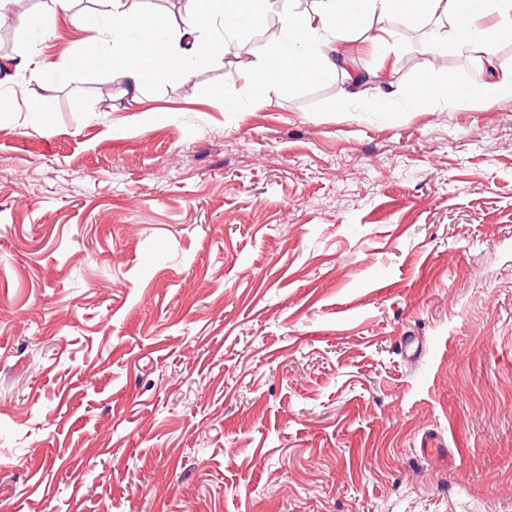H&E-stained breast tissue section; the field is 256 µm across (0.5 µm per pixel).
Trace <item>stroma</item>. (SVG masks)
I'll list each match as a JSON object with an SVG mask.
<instances>
[{
  "mask_svg": "<svg viewBox=\"0 0 512 512\" xmlns=\"http://www.w3.org/2000/svg\"><path fill=\"white\" fill-rule=\"evenodd\" d=\"M75 10L0 83V512H512V94L374 17L358 95L256 93L247 32L133 103Z\"/></svg>",
  "mask_w": 512,
  "mask_h": 512,
  "instance_id": "35a3bbf8",
  "label": "stroma"
}]
</instances>
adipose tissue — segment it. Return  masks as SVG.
<instances>
[{
	"label": "adipose tissue",
	"instance_id": "ef3b65f1",
	"mask_svg": "<svg viewBox=\"0 0 512 512\" xmlns=\"http://www.w3.org/2000/svg\"><path fill=\"white\" fill-rule=\"evenodd\" d=\"M112 21V41H90L77 64L106 68L125 81L132 100H139L145 85L160 81L163 75L180 80L195 69L196 63L210 61L224 45L206 37L215 18H234L241 25L262 27L275 20L281 36L299 45V52H282L276 68L262 66L249 74L255 90L272 83L287 87L305 80H320L336 69V62L321 53L324 43L335 36L363 28L369 17L445 18L457 15L460 0H366L362 13L347 15L344 0H316L308 14L296 12L292 0H186L179 24H172L162 13L128 8L125 0H100ZM485 0H476L469 10L468 33L451 32L450 39L460 50L492 63L494 43L480 20L486 13Z\"/></svg>",
	"mask_w": 512,
	"mask_h": 512
}]
</instances>
